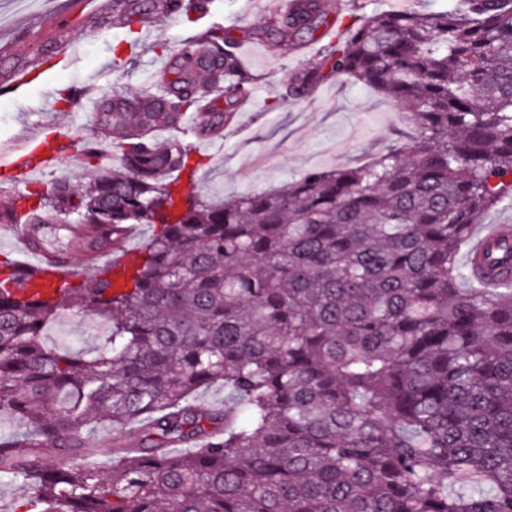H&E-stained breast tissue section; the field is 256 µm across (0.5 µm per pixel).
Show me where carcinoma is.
Returning <instances> with one entry per match:
<instances>
[{
	"label": "carcinoma",
	"instance_id": "1",
	"mask_svg": "<svg viewBox=\"0 0 512 512\" xmlns=\"http://www.w3.org/2000/svg\"><path fill=\"white\" fill-rule=\"evenodd\" d=\"M183 0H138L126 24ZM318 0L272 17L274 45L325 24ZM336 39L280 79L274 104L340 78L375 89L412 132L360 166L310 168L281 188L190 197L192 148L159 142L224 91L192 135L232 120L256 78L247 29L175 49L164 95L100 112L121 172L35 193L68 217L87 263L153 224L140 260L66 288L18 291L0 261V512H512V275L461 262L474 224L512 200V0L335 17ZM467 281L469 288L459 287ZM66 313L109 322L87 355L42 342ZM224 389V407L200 392ZM105 425L132 436L91 464Z\"/></svg>",
	"mask_w": 512,
	"mask_h": 512
}]
</instances>
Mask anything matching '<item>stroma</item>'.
<instances>
[{
    "mask_svg": "<svg viewBox=\"0 0 512 512\" xmlns=\"http://www.w3.org/2000/svg\"><path fill=\"white\" fill-rule=\"evenodd\" d=\"M91 11H69L68 0H29L15 8L0 0V41L16 40L9 57H0V148L17 145L38 132L63 130L77 148L96 140L94 114L75 112L67 93L92 86L97 110L125 97L127 89L161 93L172 79L176 58L171 46L198 38L212 27H263L266 0H208L204 10L158 18L150 36L140 25L125 26L112 16V0H96ZM71 43L70 56L54 62L57 38ZM122 63H114L115 50ZM239 57L245 70L258 76V94L250 109L238 112L218 141L188 137L198 161L193 194L211 198L279 187L312 167L332 169L362 165L386 152L407 130V118L381 93L338 80L321 85L314 95L274 106L275 78L285 70L311 65L292 44L269 52L259 40L243 42ZM37 69V78L17 96L5 94L18 70ZM96 170L64 158L38 179L14 177L0 182V208L18 202L57 179L90 181ZM103 320L68 314L45 331L46 344L93 351L106 332Z\"/></svg>",
    "mask_w": 512,
    "mask_h": 512,
    "instance_id": "obj_1",
    "label": "stroma"
}]
</instances>
